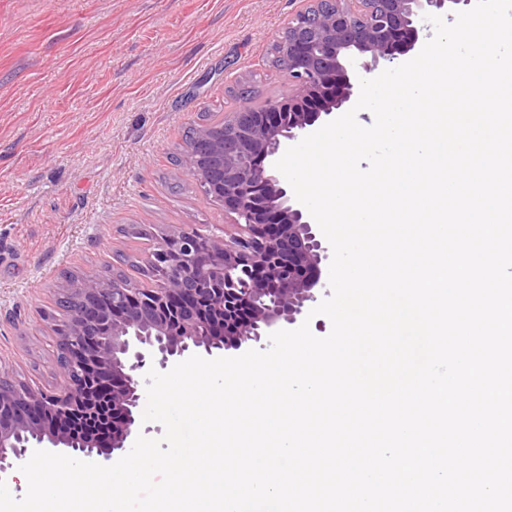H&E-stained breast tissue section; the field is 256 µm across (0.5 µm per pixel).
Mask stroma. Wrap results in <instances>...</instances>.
Instances as JSON below:
<instances>
[{"instance_id":"obj_1","label":"stroma","mask_w":512,"mask_h":512,"mask_svg":"<svg viewBox=\"0 0 512 512\" xmlns=\"http://www.w3.org/2000/svg\"><path fill=\"white\" fill-rule=\"evenodd\" d=\"M304 0H0V366L46 391L67 271L137 270L161 232L235 217L175 158L203 115L286 95Z\"/></svg>"}]
</instances>
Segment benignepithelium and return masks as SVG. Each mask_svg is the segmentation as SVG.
<instances>
[{
  "label": "benign epithelium",
  "mask_w": 512,
  "mask_h": 512,
  "mask_svg": "<svg viewBox=\"0 0 512 512\" xmlns=\"http://www.w3.org/2000/svg\"><path fill=\"white\" fill-rule=\"evenodd\" d=\"M472 0H308L278 41L288 96L231 112L217 130L199 129V152L179 165L223 198L239 232L228 237L174 228L159 236L146 266L153 288L87 277L81 306L59 331L52 393L7 379L0 370V475L30 451L69 448L108 460L140 433L141 376L189 351L220 356L259 344L297 323L325 288L328 247L318 225L266 168L287 145L353 106L349 71L374 72L416 48L427 13ZM107 385L112 436L76 437L61 423L80 406L96 408Z\"/></svg>",
  "instance_id": "obj_1"
}]
</instances>
